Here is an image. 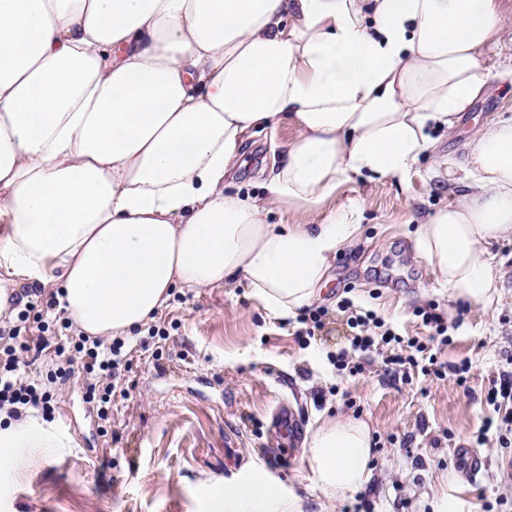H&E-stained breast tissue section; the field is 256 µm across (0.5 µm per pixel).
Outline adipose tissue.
Masks as SVG:
<instances>
[{"label": "adipose tissue", "instance_id": "1", "mask_svg": "<svg viewBox=\"0 0 512 512\" xmlns=\"http://www.w3.org/2000/svg\"><path fill=\"white\" fill-rule=\"evenodd\" d=\"M500 0H0V325L21 285L53 290L78 330L129 336L173 288L245 279L277 318L323 299L357 208L309 224L342 176L404 178L485 85ZM296 140L255 202L224 181L251 129ZM468 191L419 224L449 298L489 303L493 241L512 238V116L474 136ZM288 205L298 219L268 223ZM31 409L0 413V470L57 448ZM304 495L262 484L218 512H302L370 477L366 422L325 418L304 442Z\"/></svg>", "mask_w": 512, "mask_h": 512}]
</instances>
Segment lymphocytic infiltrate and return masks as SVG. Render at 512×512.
<instances>
[{"mask_svg": "<svg viewBox=\"0 0 512 512\" xmlns=\"http://www.w3.org/2000/svg\"><path fill=\"white\" fill-rule=\"evenodd\" d=\"M56 306V301L50 300L36 312L26 309L19 312L20 323L34 321L36 335H22L19 326L0 327V411L16 419L29 408L41 410L46 417L53 414L56 402L53 390L31 380L25 359L30 351L50 349L57 358L52 379L65 381L75 371H82L87 399L96 404L102 421H110L112 394L121 380L126 340L122 337L93 339L78 331L70 319L54 322L52 313ZM337 307L348 314L347 325L352 333L350 347L353 351L369 352L396 340L397 335L391 326L374 311L355 305L348 298L338 302ZM489 399L510 403L511 408L498 414L497 418L487 419L485 431L477 436L476 441L485 443L488 432L492 431L501 447H511L512 378H501Z\"/></svg>", "mask_w": 512, "mask_h": 512, "instance_id": "lymphocytic-infiltrate-1", "label": "lymphocytic infiltrate"}]
</instances>
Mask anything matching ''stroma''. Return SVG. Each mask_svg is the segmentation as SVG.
<instances>
[{"instance_id": "35a3bbf8", "label": "stroma", "mask_w": 512, "mask_h": 512, "mask_svg": "<svg viewBox=\"0 0 512 512\" xmlns=\"http://www.w3.org/2000/svg\"><path fill=\"white\" fill-rule=\"evenodd\" d=\"M482 62L494 79L452 130L438 132L436 152L421 155L405 179L344 177L334 198L308 212L313 224L335 208L361 212L359 243L339 253L329 272L323 328L299 337L298 320L269 315L241 278L172 289L150 325L168 338L144 346L149 327L136 330L110 423L84 400L80 376L55 384L63 445L0 471V512H211L213 496L198 485L206 477L224 486L263 478L285 494L307 482L302 445L311 426L335 417L368 423L371 479L330 504L307 499L304 512H435L439 490L451 481L461 489L462 512H512V447L475 443L494 414L487 400L493 380L512 372V240L490 248L498 299L464 308L442 294L414 242L418 224L465 193L459 179L475 131L512 116V81L497 76L512 64V0H501L498 32ZM296 136L288 120L252 130L227 192L262 198L260 170L278 167ZM438 158L447 167L435 168ZM347 295L424 342L429 331L417 311L436 305L450 321V342L431 350L453 366L470 361L466 386L416 368L406 379L391 376L374 352L354 354L361 374L338 375L329 357L350 346L347 315L336 307ZM283 412L299 426L286 443L277 436ZM474 446L488 465L471 480L458 451Z\"/></svg>"}]
</instances>
